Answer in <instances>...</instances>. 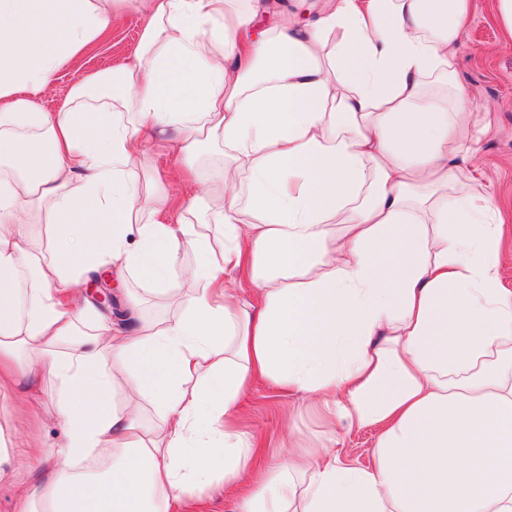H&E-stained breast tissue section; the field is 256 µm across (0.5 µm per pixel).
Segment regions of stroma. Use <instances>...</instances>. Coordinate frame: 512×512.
I'll list each match as a JSON object with an SVG mask.
<instances>
[{
    "mask_svg": "<svg viewBox=\"0 0 512 512\" xmlns=\"http://www.w3.org/2000/svg\"><path fill=\"white\" fill-rule=\"evenodd\" d=\"M145 23L134 6H127L120 23L90 45L77 65L57 72L38 98L41 110L56 111L69 89L86 75L109 72L129 63ZM456 69L472 103L489 113L491 128L480 136L468 164L477 173V191L488 198L492 211L505 226L500 277L503 286L512 289V45L502 35L495 0H473L470 20L457 39ZM111 285L114 303L108 313L123 331L133 327L125 306L126 290L142 294L146 314L170 317L178 310L177 304L154 296L139 273H127L123 280H112ZM240 417L242 425L260 442L262 458L269 463L280 461L286 434H293L303 448H316L323 442L319 416L304 395L264 379L255 380L242 399ZM0 424L7 426L19 442L36 434L45 448L55 450L64 441L50 401L39 412L27 414L17 409L14 399L1 398ZM380 434L376 426L351 428L340 424L336 427V448L344 462L367 466L373 461ZM0 467L10 476L9 481L0 484V512H13L16 497L33 488L29 460L20 453Z\"/></svg>",
    "mask_w": 512,
    "mask_h": 512,
    "instance_id": "1",
    "label": "stroma"
}]
</instances>
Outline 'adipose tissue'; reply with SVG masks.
I'll use <instances>...</instances> for the list:
<instances>
[{
  "label": "adipose tissue",
  "instance_id": "obj_1",
  "mask_svg": "<svg viewBox=\"0 0 512 512\" xmlns=\"http://www.w3.org/2000/svg\"><path fill=\"white\" fill-rule=\"evenodd\" d=\"M125 3L0 0V394L38 403L51 376L65 432L14 512H200L220 482L235 512H512V291L466 166L488 115L456 79L470 0H324L263 28L272 0H137L132 62L42 111ZM150 133L190 164L224 148L174 224ZM33 224L44 248L22 246ZM187 253L174 318L131 293L129 333L76 298L102 267L170 296ZM259 377L382 426L374 464L331 446L259 465L237 419Z\"/></svg>",
  "mask_w": 512,
  "mask_h": 512
}]
</instances>
